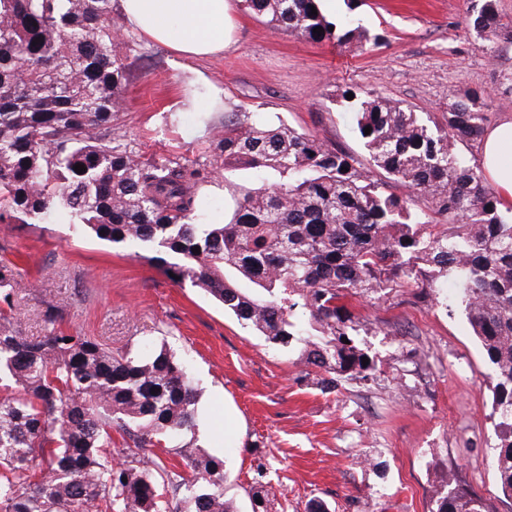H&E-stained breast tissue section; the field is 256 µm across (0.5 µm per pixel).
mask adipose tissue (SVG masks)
<instances>
[{
    "label": "adipose tissue",
    "mask_w": 512,
    "mask_h": 512,
    "mask_svg": "<svg viewBox=\"0 0 512 512\" xmlns=\"http://www.w3.org/2000/svg\"><path fill=\"white\" fill-rule=\"evenodd\" d=\"M125 25L178 54L206 59L235 45L234 0H120ZM481 163L505 204H512V117L490 128Z\"/></svg>",
    "instance_id": "1"
}]
</instances>
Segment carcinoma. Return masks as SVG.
<instances>
[{
    "instance_id": "obj_1",
    "label": "carcinoma",
    "mask_w": 512,
    "mask_h": 512,
    "mask_svg": "<svg viewBox=\"0 0 512 512\" xmlns=\"http://www.w3.org/2000/svg\"><path fill=\"white\" fill-rule=\"evenodd\" d=\"M241 3L308 41L363 48L382 39L311 14L319 0ZM468 26L489 41L512 20L497 0H478ZM115 28L112 0H0V221L51 224L62 208L101 240L149 249L267 342L300 344L333 391L376 370L362 363L342 298L411 287L457 304L495 373L496 475L512 499V207L454 148L482 137L486 95L463 93L436 122L375 91L343 90L354 95L367 167L279 117L246 111L224 114L213 160L145 161L114 128L113 102L138 69ZM215 167L231 203L224 223L205 224L198 197ZM391 181L428 199L439 220L389 192ZM16 276L0 263V305L9 308L0 313V377L15 388L0 397V512H234L223 462L180 440L195 434L199 397L183 363L164 345L114 354L55 327L52 307L51 328L25 335L10 315ZM449 279L451 300L439 292ZM114 431L127 448L173 449L192 476L149 456L103 459ZM435 512L489 510L453 487Z\"/></svg>"
}]
</instances>
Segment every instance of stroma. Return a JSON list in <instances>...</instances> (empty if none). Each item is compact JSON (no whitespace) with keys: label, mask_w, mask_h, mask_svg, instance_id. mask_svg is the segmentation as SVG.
<instances>
[{"label":"stroma","mask_w":512,"mask_h":512,"mask_svg":"<svg viewBox=\"0 0 512 512\" xmlns=\"http://www.w3.org/2000/svg\"><path fill=\"white\" fill-rule=\"evenodd\" d=\"M323 0L332 18L384 33L377 46L309 42L238 11L236 45L197 60L136 31L122 44L139 67L115 124L144 158L204 159L225 112L278 116L359 161L368 154L341 92L374 90L441 118L450 99L484 91L487 125L512 117V33L488 42L468 29L474 0ZM19 274L18 322L46 332L56 306L62 328L112 351L166 345L199 390L196 439L224 462V496L252 512L262 485L270 512H434L457 482L490 512H512L498 490L492 366L466 319L397 288L349 296L357 341L373 358L371 380L329 393L299 345L275 346L208 296L174 283L133 245L53 224L0 222V261Z\"/></svg>","instance_id":"1"}]
</instances>
